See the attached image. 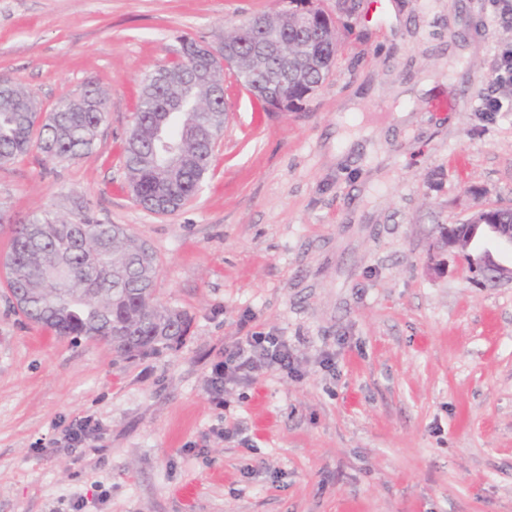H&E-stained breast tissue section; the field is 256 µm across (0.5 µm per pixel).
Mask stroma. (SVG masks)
Returning <instances> with one entry per match:
<instances>
[{
  "label": "stroma",
  "mask_w": 512,
  "mask_h": 512,
  "mask_svg": "<svg viewBox=\"0 0 512 512\" xmlns=\"http://www.w3.org/2000/svg\"><path fill=\"white\" fill-rule=\"evenodd\" d=\"M389 2L387 18L314 0L340 51L296 111H261L225 75L215 167L162 216L121 159L143 77L288 0H0V80L45 112L86 83L110 98L92 154L0 167V209L84 200L153 249L158 299L191 318L178 347L124 359L31 323L0 282V512H512V286L431 251L439 225L512 205V112L478 110L512 18L494 0ZM255 332L288 341L295 373L212 393L225 347ZM77 417L99 429L70 448Z\"/></svg>",
  "instance_id": "1"
}]
</instances>
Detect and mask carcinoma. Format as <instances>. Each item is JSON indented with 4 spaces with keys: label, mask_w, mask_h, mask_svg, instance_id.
<instances>
[{
    "label": "carcinoma",
    "mask_w": 512,
    "mask_h": 512,
    "mask_svg": "<svg viewBox=\"0 0 512 512\" xmlns=\"http://www.w3.org/2000/svg\"><path fill=\"white\" fill-rule=\"evenodd\" d=\"M264 17L268 38L303 46L283 88L285 110L290 111L314 95L332 71L337 32L325 28L312 34L302 16L291 11ZM237 28L243 30V45L230 69L251 91L259 79L248 60L254 33L247 20ZM195 48L196 42L184 41L178 59L145 76L123 146L132 198L154 214H172L197 195L214 161L208 140L224 129L225 104L210 97L212 87L224 86V47L208 55ZM108 114V97L96 87L81 101L62 93L41 119L34 99L7 81L0 94V165L34 148L51 160L89 155ZM161 124L180 151L173 168L153 158ZM10 233L0 267L17 309L29 321L60 336L105 341L126 359L172 348L187 335V314L156 297L155 253L126 226L103 224L79 203L67 218L35 215L10 225Z\"/></svg>",
    "instance_id": "obj_1"
}]
</instances>
